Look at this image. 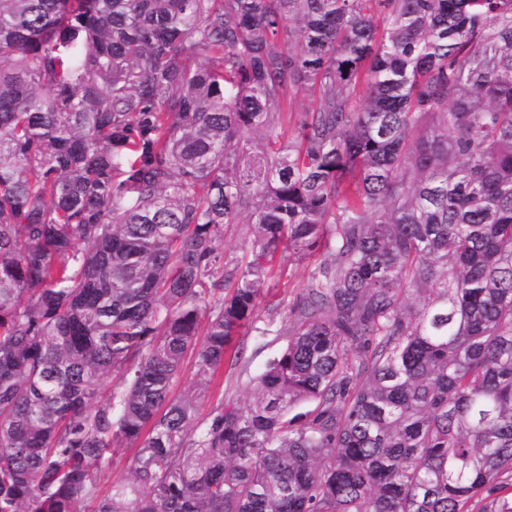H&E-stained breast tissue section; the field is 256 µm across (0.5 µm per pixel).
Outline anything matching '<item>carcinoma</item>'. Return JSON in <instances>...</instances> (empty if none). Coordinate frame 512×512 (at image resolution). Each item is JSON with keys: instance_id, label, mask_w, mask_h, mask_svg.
<instances>
[{"instance_id": "cac0c4a2", "label": "carcinoma", "mask_w": 512, "mask_h": 512, "mask_svg": "<svg viewBox=\"0 0 512 512\" xmlns=\"http://www.w3.org/2000/svg\"><path fill=\"white\" fill-rule=\"evenodd\" d=\"M475 502L512 512V0H0V512ZM235 231L224 239V252L227 256L238 258L245 255L250 240V224H235ZM318 258V255L299 260L292 258L284 274L272 278L264 287L256 319L247 334L238 339L243 342L241 358L235 365L226 360L219 368L210 392L199 405L200 418L206 417L222 399L244 402L249 397L251 380L286 344V309L305 288ZM133 466V449L119 448L112 456V467L106 471L103 480V491L112 486V482L129 476Z\"/></svg>"}]
</instances>
